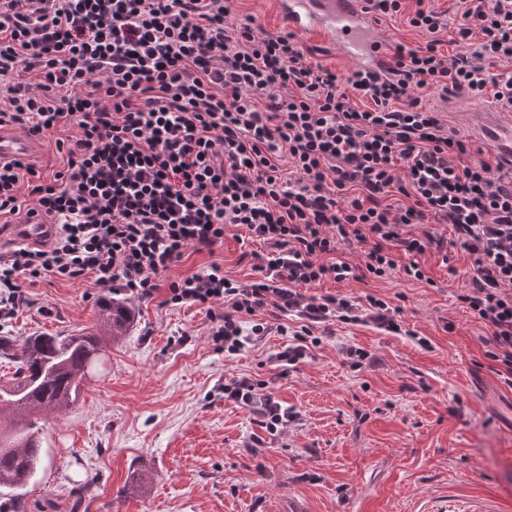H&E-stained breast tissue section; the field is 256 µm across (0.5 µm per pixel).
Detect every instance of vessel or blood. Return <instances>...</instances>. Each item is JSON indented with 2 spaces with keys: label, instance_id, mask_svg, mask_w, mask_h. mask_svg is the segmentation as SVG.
I'll return each instance as SVG.
<instances>
[{
  "label": "vessel or blood",
  "instance_id": "1",
  "mask_svg": "<svg viewBox=\"0 0 512 512\" xmlns=\"http://www.w3.org/2000/svg\"><path fill=\"white\" fill-rule=\"evenodd\" d=\"M277 13L290 33L318 35L322 49H337L361 69L387 73L392 49L372 16L366 0H276ZM476 137L500 154L512 167V113L488 107L476 113L472 125ZM33 141L0 131V159L28 157Z\"/></svg>",
  "mask_w": 512,
  "mask_h": 512
}]
</instances>
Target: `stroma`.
<instances>
[{
	"mask_svg": "<svg viewBox=\"0 0 512 512\" xmlns=\"http://www.w3.org/2000/svg\"><path fill=\"white\" fill-rule=\"evenodd\" d=\"M492 102L427 93L441 124L471 138V115ZM236 229L215 254L186 252L171 281L211 262L227 277L254 278ZM419 258L427 278L310 287L313 295H372L398 306L399 332L332 320L314 328L321 344L288 376L274 359L287 342L271 329L258 347L225 356L199 305L133 301L134 321L110 344L72 409L47 418L43 459L22 493L0 488L19 512H512V387L487 363L483 323L462 307L470 259L453 249ZM34 302L0 336L22 344L41 333L96 325L102 297L90 280L28 287ZM347 346L369 366L352 370ZM258 376L296 415L268 435L225 401L224 385ZM262 447H255L254 437Z\"/></svg>",
	"mask_w": 512,
	"mask_h": 512,
	"instance_id": "stroma-1",
	"label": "stroma"
}]
</instances>
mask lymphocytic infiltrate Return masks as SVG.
I'll return each mask as SVG.
<instances>
[{
	"label": "lymphocytic infiltrate",
	"mask_w": 512,
	"mask_h": 512,
	"mask_svg": "<svg viewBox=\"0 0 512 512\" xmlns=\"http://www.w3.org/2000/svg\"><path fill=\"white\" fill-rule=\"evenodd\" d=\"M454 2L461 50L446 57L435 38L444 13L425 0L411 11L404 0H366L432 35L396 45L394 77L383 80L312 65L295 35L269 33L253 16L230 23L228 0H0V130L78 129L56 138L52 177L0 161V223L56 227L0 254V323L32 307L24 284L89 277L129 299L207 306L212 340L230 356L270 328L291 333L275 355L287 370L320 345L314 325L399 328L385 299L304 287L399 272L420 281L418 255L455 245L472 259L458 300L486 326V355L512 386V169L476 156L423 104L433 89L489 87L512 111V0ZM230 227L265 248L252 255L255 281L229 279L214 262L162 282L187 251L222 246ZM352 241L370 245L363 265L338 255ZM289 315L299 330L283 325ZM224 398L271 434L295 419L260 379H232Z\"/></svg>",
	"instance_id": "f902f5d3"
}]
</instances>
